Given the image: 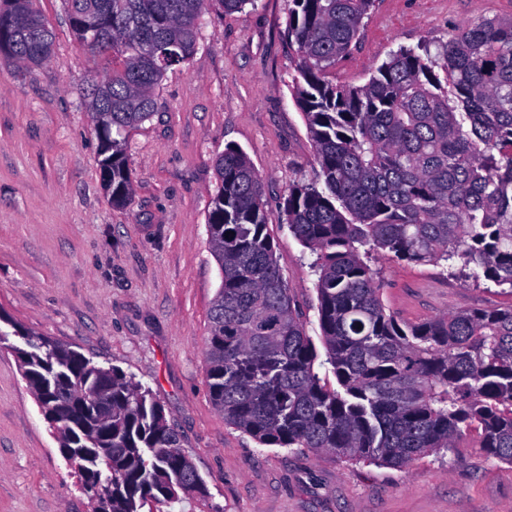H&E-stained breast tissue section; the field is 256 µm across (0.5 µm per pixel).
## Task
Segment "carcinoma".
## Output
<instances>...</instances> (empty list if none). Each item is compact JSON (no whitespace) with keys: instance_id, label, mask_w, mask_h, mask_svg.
<instances>
[{"instance_id":"1","label":"carcinoma","mask_w":512,"mask_h":512,"mask_svg":"<svg viewBox=\"0 0 512 512\" xmlns=\"http://www.w3.org/2000/svg\"><path fill=\"white\" fill-rule=\"evenodd\" d=\"M82 47L109 61L87 90L112 205L133 195L125 145L154 111L166 71L196 50L211 0H63ZM374 0H288L293 78L318 169L294 184L283 221L316 255L318 322L338 388L315 372L274 255L263 190L247 154L215 160L207 227L221 285L206 338L210 399L261 445L407 469L474 432L512 464V306L409 324L387 311L370 264L387 253L449 263L512 291V18L472 22L435 47H399L360 86L327 74L356 45ZM0 53L28 68L52 56L35 0H0ZM76 16L100 20L83 32ZM18 352L61 453L93 512L203 497L206 482L151 392L45 337Z\"/></svg>"}]
</instances>
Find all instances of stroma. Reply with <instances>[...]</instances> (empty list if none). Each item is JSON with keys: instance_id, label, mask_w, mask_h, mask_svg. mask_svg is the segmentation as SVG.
Segmentation results:
<instances>
[{"instance_id": "stroma-1", "label": "stroma", "mask_w": 512, "mask_h": 512, "mask_svg": "<svg viewBox=\"0 0 512 512\" xmlns=\"http://www.w3.org/2000/svg\"><path fill=\"white\" fill-rule=\"evenodd\" d=\"M55 33L50 61L0 54V512H93L22 377L23 328L133 377L163 405L206 496L144 512H512V466L477 436L444 458L396 469L311 450L263 446L228 425L207 381L209 312L221 283L207 231L214 160L240 147L264 186L277 264L319 340L314 259L281 222L291 186L313 174V148L290 83L288 0L225 13L212 0L191 60L169 69L152 117L131 132L135 194L113 207L83 92L108 71L73 36L63 0H37ZM512 18V0H375L331 80L364 84L401 46L446 42L470 22ZM383 301L420 323L512 305V293L446 265L372 262Z\"/></svg>"}]
</instances>
